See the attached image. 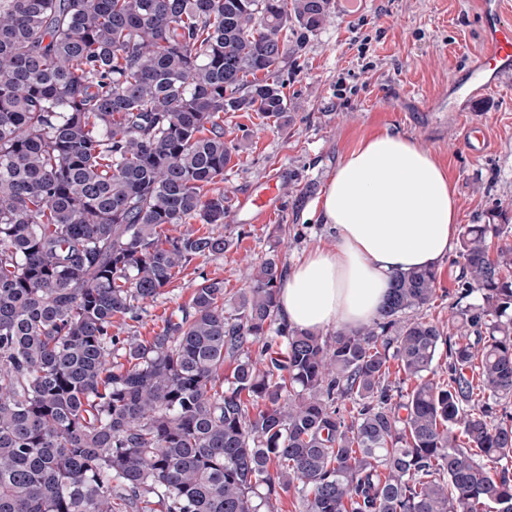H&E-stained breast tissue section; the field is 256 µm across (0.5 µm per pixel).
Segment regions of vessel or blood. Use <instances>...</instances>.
<instances>
[{
  "label": "vessel or blood",
  "mask_w": 512,
  "mask_h": 512,
  "mask_svg": "<svg viewBox=\"0 0 512 512\" xmlns=\"http://www.w3.org/2000/svg\"><path fill=\"white\" fill-rule=\"evenodd\" d=\"M486 48L473 62L475 82L465 91L462 109L484 93L488 85H512V21L505 17L503 0H481ZM278 177L263 178L256 192L244 198L239 206L248 223L264 224L279 206Z\"/></svg>",
  "instance_id": "obj_1"
}]
</instances>
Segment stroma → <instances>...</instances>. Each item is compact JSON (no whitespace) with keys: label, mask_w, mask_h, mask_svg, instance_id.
<instances>
[{"label":"stroma","mask_w":512,"mask_h":512,"mask_svg":"<svg viewBox=\"0 0 512 512\" xmlns=\"http://www.w3.org/2000/svg\"><path fill=\"white\" fill-rule=\"evenodd\" d=\"M482 29L478 0H374L370 12L331 16L306 34L278 73L287 124L253 112L224 115V137L235 151L218 188L229 211L275 174L284 180L275 216L265 224L221 226L231 242L224 255L179 276L130 331L148 335L189 300L200 276L223 280L226 296H235L248 286L247 257L275 248L288 266L309 247L328 243L317 222L323 189L345 153L384 130L410 136L447 169L461 223H484L495 210L512 227V90H487L470 112L446 105L451 87L468 84ZM469 127L487 135L482 155L460 144ZM438 272L444 296L422 314L444 320L461 274L457 252Z\"/></svg>","instance_id":"stroma-1"}]
</instances>
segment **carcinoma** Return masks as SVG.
<instances>
[{
    "mask_svg": "<svg viewBox=\"0 0 512 512\" xmlns=\"http://www.w3.org/2000/svg\"><path fill=\"white\" fill-rule=\"evenodd\" d=\"M331 8L0 0V512H512L502 224L463 227L446 322L416 315L433 268L360 328L292 330L271 251L231 302L204 277L151 335L112 330L224 254L168 231L224 223V113L287 122L270 77Z\"/></svg>",
    "mask_w": 512,
    "mask_h": 512,
    "instance_id": "carcinoma-1",
    "label": "carcinoma"
}]
</instances>
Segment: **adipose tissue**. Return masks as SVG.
<instances>
[{"label": "adipose tissue", "mask_w": 512, "mask_h": 512, "mask_svg": "<svg viewBox=\"0 0 512 512\" xmlns=\"http://www.w3.org/2000/svg\"><path fill=\"white\" fill-rule=\"evenodd\" d=\"M330 243L291 265L279 316L291 329H355L376 319L393 277L433 267L459 223L446 172L409 137L384 131L346 153L320 207Z\"/></svg>", "instance_id": "adipose-tissue-1"}]
</instances>
